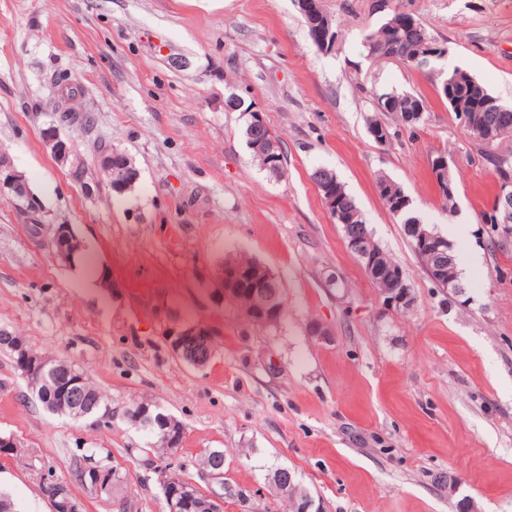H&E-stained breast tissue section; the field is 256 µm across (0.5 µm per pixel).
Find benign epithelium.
<instances>
[{
  "label": "benign epithelium",
  "mask_w": 512,
  "mask_h": 512,
  "mask_svg": "<svg viewBox=\"0 0 512 512\" xmlns=\"http://www.w3.org/2000/svg\"><path fill=\"white\" fill-rule=\"evenodd\" d=\"M302 17L309 20L308 38L311 44L323 54L336 52L338 38L336 26L330 14L324 9L322 0H294ZM445 49L438 46L431 38L422 36L421 53L415 57L419 65L426 66L434 58L445 56ZM251 126L261 133L260 145L263 150L258 152L262 168L278 175L283 170L282 154L278 142L263 117L262 112L248 109ZM45 144L54 156L65 160L72 148L68 141L60 135L59 129L51 125L44 132ZM98 165L109 177L112 190H126L129 180L134 174V167L125 152L110 149L99 156ZM431 169L435 179L441 182L440 191L443 197L454 198V191L448 181L450 164L444 151L436 152L431 160ZM335 172L327 168H318L311 176L318 188L324 205L334 223L340 224L344 231V243L349 252L357 259L364 274L373 284L380 283L382 262L381 252L373 249L369 236L356 233L347 224L346 210L336 194ZM0 193L8 194L17 201L28 199V192L22 174L17 171L7 157L0 158ZM493 222L503 232L512 234V177L504 175L498 178V193ZM407 232L414 235L419 250L425 252L427 261L423 262L427 275L440 287L448 288L457 294L464 293L465 286L458 278L446 277V271L453 264L454 258L445 246L446 239L421 229L419 224L407 225ZM53 245L56 256L61 260H69L79 251V243L71 233L69 226L60 224L55 228ZM252 276L256 282L253 294L255 312L262 315L263 326H275L282 315L278 305L281 298L279 280L263 265H257ZM382 304L391 311H407L413 308L415 297L408 283L406 273L399 269L389 280L387 286L379 290ZM165 341L171 352L187 363L203 368L209 364L214 354L215 332L208 326L196 322L171 321L165 329ZM184 336H198V345L187 348L182 342ZM0 349L16 354V369L28 386L36 393L46 409L54 410L55 391L67 397L70 404L71 418L83 419L90 412L84 403L87 387L85 380L72 373L71 365L63 360L50 359L28 349L27 342L7 330L0 331ZM132 424L153 427L160 431L167 443L177 448L181 445L185 428L180 421L171 415L151 413V404L141 402L125 413ZM156 482L162 489L167 512H181L184 503L200 492L191 482L176 481L168 471L156 472ZM231 492L229 484L219 485V489L205 494L209 512H223L224 494Z\"/></svg>",
  "instance_id": "obj_1"
}]
</instances>
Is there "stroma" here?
<instances>
[{
    "mask_svg": "<svg viewBox=\"0 0 512 512\" xmlns=\"http://www.w3.org/2000/svg\"><path fill=\"white\" fill-rule=\"evenodd\" d=\"M336 51L310 43L293 0H0V153L25 178L34 210L0 197V330L69 362L118 416L96 425L49 412L0 351V491L19 512H51L41 485L67 482L86 512H165L154 466L172 465L209 490L196 466L225 454L224 512H289L265 478L288 468L322 512H512V237L482 216L497 179L484 146L440 96V68H458L512 104V0H324ZM414 14L448 49L418 69L368 59L365 31ZM190 61L172 69L170 54ZM82 121L62 126L74 147L58 162L42 139L62 86ZM420 95L426 120L376 143L374 92ZM236 92L280 140L285 173L255 166ZM126 151L139 176L112 191L98 147ZM445 151L456 193L446 205L431 172ZM333 170L375 242L405 270L416 302L386 309L347 250L311 179ZM386 177L458 258L477 256L455 295L427 276L377 192ZM41 225L33 234L32 225ZM69 226L82 259L104 273L97 305L56 258L54 225ZM283 284L279 324H250L214 300L209 275L239 253ZM214 328L203 368L167 348L168 319ZM325 324L330 341L309 333ZM150 401L185 427L158 455L120 413ZM119 474L99 493L73 471L88 449ZM250 456H243V449ZM455 477L456 493L441 484Z\"/></svg>",
    "mask_w": 512,
    "mask_h": 512,
    "instance_id": "stroma-1",
    "label": "stroma"
}]
</instances>
